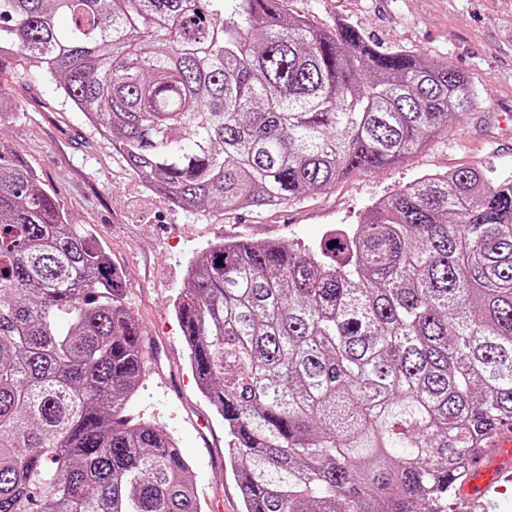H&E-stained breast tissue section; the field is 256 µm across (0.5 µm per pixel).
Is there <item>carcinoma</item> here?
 <instances>
[{
	"mask_svg": "<svg viewBox=\"0 0 512 512\" xmlns=\"http://www.w3.org/2000/svg\"><path fill=\"white\" fill-rule=\"evenodd\" d=\"M18 56L187 211L396 163L474 99L452 64L282 0H0V76ZM187 282L241 512H448L512 424V179L426 174L302 251L215 243ZM145 348L124 275L0 140V512H204L175 438L122 415Z\"/></svg>",
	"mask_w": 512,
	"mask_h": 512,
	"instance_id": "cac0c4a2",
	"label": "carcinoma"
}]
</instances>
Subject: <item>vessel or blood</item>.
I'll return each mask as SVG.
<instances>
[{"label":"vessel or blood","instance_id":"1","mask_svg":"<svg viewBox=\"0 0 512 512\" xmlns=\"http://www.w3.org/2000/svg\"><path fill=\"white\" fill-rule=\"evenodd\" d=\"M512 481V428L503 427L493 433L487 447L474 451L469 471L462 481L458 496L463 504L480 502L495 484Z\"/></svg>","mask_w":512,"mask_h":512}]
</instances>
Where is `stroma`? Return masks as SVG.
I'll return each instance as SVG.
<instances>
[{
  "mask_svg": "<svg viewBox=\"0 0 512 512\" xmlns=\"http://www.w3.org/2000/svg\"><path fill=\"white\" fill-rule=\"evenodd\" d=\"M283 8L323 28L348 22L384 47L430 62L452 61L476 90L470 112L399 163L350 173L272 210L231 214L217 207L186 212L153 193L111 140L71 111L51 78L19 63L9 76L17 111L0 126V138L36 170L69 222L89 225L124 273L128 306L152 349L125 413L175 438L204 512H239L240 496L224 467V424L198 389L174 314L188 260L222 239L316 244L426 173L478 167L512 176V0H283Z\"/></svg>",
  "mask_w": 512,
  "mask_h": 512,
  "instance_id": "obj_1",
  "label": "stroma"
}]
</instances>
